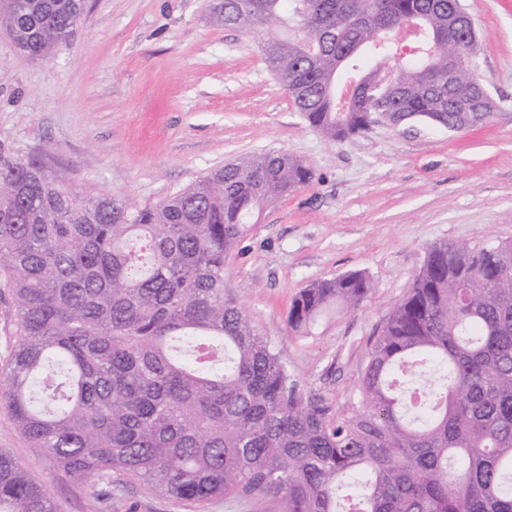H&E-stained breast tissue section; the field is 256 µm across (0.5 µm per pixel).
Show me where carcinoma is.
I'll return each instance as SVG.
<instances>
[{
  "label": "carcinoma",
  "instance_id": "obj_1",
  "mask_svg": "<svg viewBox=\"0 0 512 512\" xmlns=\"http://www.w3.org/2000/svg\"><path fill=\"white\" fill-rule=\"evenodd\" d=\"M456 0H223L224 26L263 32V53L298 111L335 139L364 134L374 107L326 92L355 48L394 61L388 108L451 131L479 111L471 16ZM83 0H11L16 43L45 58L74 33ZM424 19L433 55L384 40ZM456 54L448 82V54ZM282 152L216 168L136 207L84 197L31 157L0 152V274L17 314L0 367V409L32 450L88 494L112 476L176 502H274L279 512H512V241L432 245L409 292L377 328L341 404L299 390L271 339L224 295V261L260 214L312 183ZM362 273L316 280L288 314L313 335L355 311ZM0 512H57L47 484L0 453Z\"/></svg>",
  "mask_w": 512,
  "mask_h": 512
}]
</instances>
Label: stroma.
<instances>
[{
    "mask_svg": "<svg viewBox=\"0 0 512 512\" xmlns=\"http://www.w3.org/2000/svg\"><path fill=\"white\" fill-rule=\"evenodd\" d=\"M217 0H88L75 36L34 59L0 25V149L43 160L77 192L144 206L212 169L269 150L314 181L267 208L224 265V292L271 337L302 391L350 394L370 340L438 242L512 239V0H462L480 35L477 72L498 104L471 131L379 124L338 142L309 125L268 68L263 34L224 26ZM360 272L373 294L315 335L286 324L310 282ZM0 451L48 482L58 512H263L197 509L140 484L91 498L52 476L0 413Z\"/></svg>",
    "mask_w": 512,
    "mask_h": 512,
    "instance_id": "stroma-1",
    "label": "stroma"
}]
</instances>
